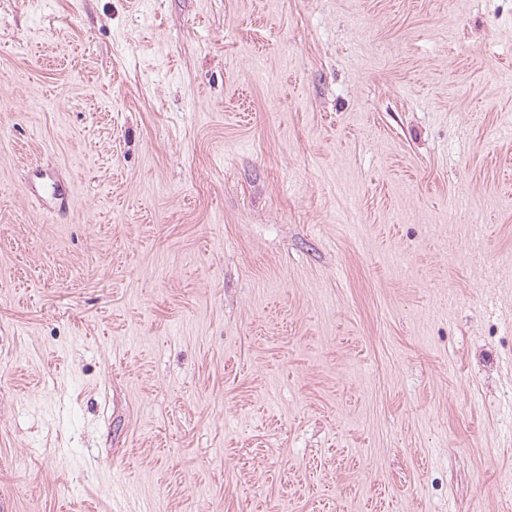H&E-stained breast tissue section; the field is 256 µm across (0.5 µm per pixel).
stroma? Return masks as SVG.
Masks as SVG:
<instances>
[{"label":"stroma","instance_id":"obj_1","mask_svg":"<svg viewBox=\"0 0 512 512\" xmlns=\"http://www.w3.org/2000/svg\"><path fill=\"white\" fill-rule=\"evenodd\" d=\"M134 506L512 512V0H0V512Z\"/></svg>","mask_w":512,"mask_h":512}]
</instances>
